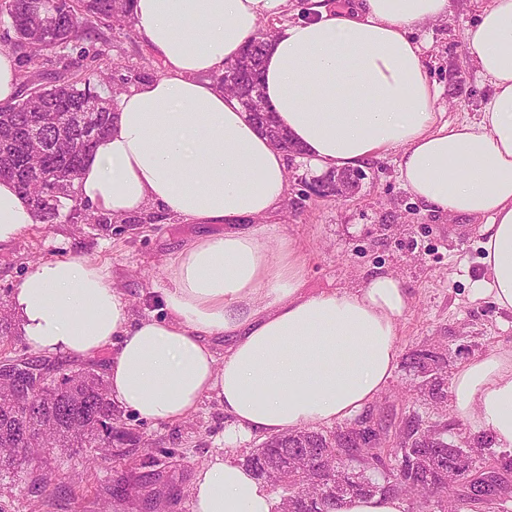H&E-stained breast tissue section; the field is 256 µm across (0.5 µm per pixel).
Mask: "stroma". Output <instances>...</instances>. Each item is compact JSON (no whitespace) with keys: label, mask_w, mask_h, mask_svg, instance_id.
Instances as JSON below:
<instances>
[{"label":"stroma","mask_w":512,"mask_h":512,"mask_svg":"<svg viewBox=\"0 0 512 512\" xmlns=\"http://www.w3.org/2000/svg\"><path fill=\"white\" fill-rule=\"evenodd\" d=\"M486 0H450L445 17L416 31L423 43L430 78L441 90L438 105L445 119L477 120L491 86L476 74L465 49V32ZM160 61L136 29H118L92 18L81 20L79 36L68 46L44 51L37 80H67L102 71L129 78L132 84L152 79ZM399 154L390 151L362 167L357 193L344 199L324 198L310 190L314 174L306 161L288 160L286 203L267 217L272 238L292 236L307 258L305 289L310 293L352 290L377 273L397 276L410 290L408 311L399 322L402 357L388 385L366 409L396 440L411 420L436 426L445 440L478 436L473 421L454 408L451 396L438 404L425 400L419 380L405 362L417 349L432 350L450 366L512 345V313L473 292L484 267L481 223L464 214L448 216L425 209L402 186ZM149 224L128 225L108 233L95 224H34L0 246V298L10 299L26 273L38 262L73 257L106 268L116 288L130 300L133 316L162 317L165 304L157 291L169 260L184 245L221 232L218 224H184L150 206ZM120 426L148 444L137 460L141 480L165 479V495L155 512H191L189 489L195 473L224 451V408L216 398H203L187 420L152 424L118 410ZM122 463L95 449L54 450L29 466L50 477L47 488L31 481L0 480V504L7 512H144L140 495L113 496Z\"/></svg>","instance_id":"stroma-1"}]
</instances>
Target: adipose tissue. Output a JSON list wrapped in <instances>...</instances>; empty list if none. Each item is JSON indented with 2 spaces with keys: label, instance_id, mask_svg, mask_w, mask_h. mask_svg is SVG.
Instances as JSON below:
<instances>
[{
  "label": "adipose tissue",
  "instance_id": "adipose-tissue-1",
  "mask_svg": "<svg viewBox=\"0 0 512 512\" xmlns=\"http://www.w3.org/2000/svg\"><path fill=\"white\" fill-rule=\"evenodd\" d=\"M450 0H357L283 22L289 0H133L135 28L163 73L115 98L114 119L84 163L80 198L112 218L154 204L188 224H220L169 262L159 292L168 317H133L101 267L37 263L11 297L23 336L47 357L109 353L113 403L153 424L190 417L202 397L224 407L223 453L192 482L193 512H273L270 486L241 464L240 444L360 414L399 360L409 291L390 274L307 294L294 238L272 240L265 216L288 191L287 154L211 79L265 20L276 30L262 87L278 124L320 172L396 150L399 178L430 211L481 220L487 277L477 299L512 312V0H489L466 30L493 92L477 121L437 112L438 90L412 34ZM35 222L0 180V245ZM230 344L216 358L208 339ZM456 411L512 448V347L456 368Z\"/></svg>",
  "mask_w": 512,
  "mask_h": 512
}]
</instances>
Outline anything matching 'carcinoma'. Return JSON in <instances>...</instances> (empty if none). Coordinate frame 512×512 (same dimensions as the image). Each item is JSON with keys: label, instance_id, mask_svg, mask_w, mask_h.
I'll use <instances>...</instances> for the list:
<instances>
[{"label": "carcinoma", "instance_id": "1", "mask_svg": "<svg viewBox=\"0 0 512 512\" xmlns=\"http://www.w3.org/2000/svg\"><path fill=\"white\" fill-rule=\"evenodd\" d=\"M108 20L128 26L131 0H57L52 22L45 24L33 8V0H11L6 16L17 41L29 49L25 65L33 66L46 49L69 44L76 38L79 16ZM266 39H252L245 53L213 81L224 92L237 97L252 120L269 138L288 142V133L275 117L263 124L254 113L256 102L264 101L261 69ZM111 80L101 74L97 81L57 80L43 85L16 102L0 104V178L13 181L27 199L41 224H56L86 217L90 206L75 209L78 193L71 176L78 175L92 155L96 142L107 133L114 112L96 90V83ZM38 166L61 183L33 182L27 168ZM72 206L65 207V201ZM68 213H63V210ZM432 356L415 352L408 365L429 378L419 390L438 399L446 366L430 364ZM10 368H0V477L22 472L26 457L39 455L42 448L116 449L118 456H131L136 440L116 426V414L104 377L94 369H80L69 379L53 370L61 365L46 356L23 353L6 359ZM23 376L38 389L37 402L30 407L13 405L5 398L12 391L14 374ZM371 418L325 433L308 430L274 435L245 458V463L269 483L288 489V512H336L346 498L375 494L411 495L418 512H465L470 503L493 509L512 499V458L499 465H483L485 448L478 438L462 437L459 443L445 441L441 434L417 421L405 423L396 445L381 446L370 440ZM308 450L320 457V468L297 465L298 452ZM385 456L396 465L376 477ZM459 477L464 492L448 496V474Z\"/></svg>", "mask_w": 512, "mask_h": 512}]
</instances>
